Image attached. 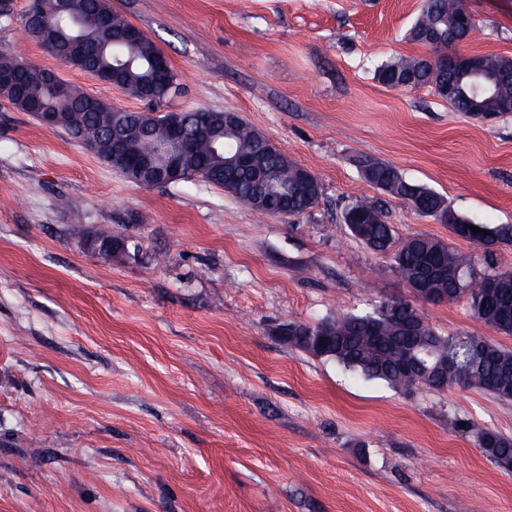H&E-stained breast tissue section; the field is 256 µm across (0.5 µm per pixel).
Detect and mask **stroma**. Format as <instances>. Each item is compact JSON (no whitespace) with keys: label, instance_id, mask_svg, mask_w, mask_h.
Here are the masks:
<instances>
[{"label":"stroma","instance_id":"stroma-1","mask_svg":"<svg viewBox=\"0 0 512 512\" xmlns=\"http://www.w3.org/2000/svg\"><path fill=\"white\" fill-rule=\"evenodd\" d=\"M9 2L0 49L150 111L30 40L28 0ZM466 3L479 33L458 53L512 57V0ZM423 4L112 0L178 75L162 111L238 113L315 174L321 198L295 217L197 178L142 186L0 98V512H512V469L474 437H512V401L460 387L405 395L277 334L396 298L441 334L512 349L466 301H416L341 222L361 199L397 241L450 240L363 178L369 156L474 222L512 224V113L486 122L374 75L428 54L407 37ZM110 232L134 236L139 259L85 248ZM453 243L476 271L512 269V244L488 260Z\"/></svg>","mask_w":512,"mask_h":512}]
</instances>
